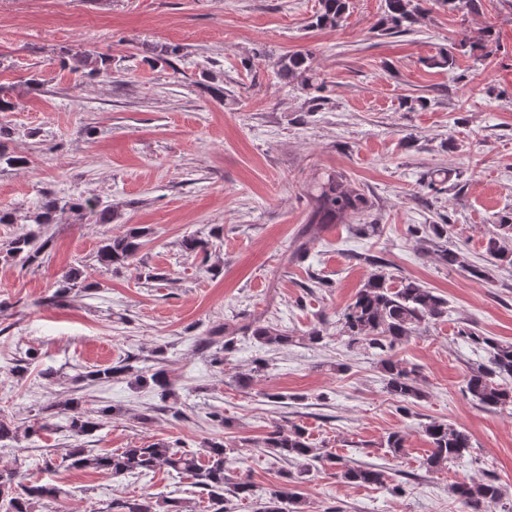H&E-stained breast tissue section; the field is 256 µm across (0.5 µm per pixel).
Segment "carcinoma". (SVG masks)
Here are the masks:
<instances>
[{
  "label": "carcinoma",
  "mask_w": 512,
  "mask_h": 512,
  "mask_svg": "<svg viewBox=\"0 0 512 512\" xmlns=\"http://www.w3.org/2000/svg\"><path fill=\"white\" fill-rule=\"evenodd\" d=\"M425 0H385L383 31L388 35L411 31ZM320 11L315 16V27L336 28L344 21L349 10V0H320ZM64 64L74 72L89 77H112V57L93 50L67 51ZM279 75L298 83L309 95L312 110L324 105L321 95L324 84L319 82L315 61L310 51L297 50L283 55L275 62ZM19 92L16 86L0 84V112H12L17 106ZM10 130L0 123V167L27 169L30 160L23 155L8 153L3 149V140L9 138ZM366 200L362 193L353 189L341 173H330L309 194V213L304 225L297 251L305 252L320 237L328 224H345L354 215L365 210ZM81 211L91 216L96 224H110L113 219L112 206L97 198L80 197L63 200L51 194L44 195L40 203L26 215L30 225L28 231L0 244V264L26 265L40 260L45 255L51 239L45 236L46 228L54 223L55 216L64 209ZM148 230L131 227L125 232L104 238L96 252L99 264L122 268L130 264L137 267L138 279L146 282L163 279L158 269L149 266L139 254L143 248L142 238ZM512 236V219L497 224L486 242V252L494 260L512 265V251L501 246V241ZM435 252L445 265L464 268L473 275L479 270L469 264L460 250H451L446 245L435 244ZM91 290L96 284L86 282L83 271L75 266L64 271L59 289L52 299L67 296L73 288ZM448 316V301L411 279H404L391 287L381 273L373 274L345 307L339 321L347 343L366 344L380 351L381 367L386 377V388L399 401L409 403L421 397L415 369L398 359L395 346L409 339L422 327L434 325ZM251 336L261 345L280 349L293 342V337L271 325L256 324L250 328ZM465 336L485 354V361L472 369L465 379V389L479 405L497 409L512 405V343H503L489 336H478L472 332ZM132 370L129 364L111 365L87 372L83 378L94 383L110 382ZM134 380L150 387L161 403L160 409L180 419L183 413L167 405L172 397V382L163 368L149 375L138 373ZM68 413L67 429L75 436L88 435L100 430L108 419L117 414L115 408L89 409L85 400L73 396L62 406ZM425 434L431 448L424 458L423 466L437 470L448 462L458 460L472 448L469 434L445 421L433 420L425 426ZM263 447L271 449L281 459L317 461L327 460L338 469L339 476L349 483L359 485H381L382 470L372 466H350L329 454L323 456L310 447L303 429L298 425L283 431L273 426L263 440ZM69 467L73 469H95L109 472L114 477L146 475L158 468H168L194 481L200 493L207 496V512H229V498L258 499L261 506L257 512H302V500L296 487L285 482L281 487L263 496H257L251 483L232 480L229 475V458L224 441L213 439L207 442L204 457L178 450L167 442H153L124 448L120 451L90 454L84 448H74L67 455ZM452 494L461 504L463 512H493L502 499L500 487L493 481H475L463 478L452 486ZM65 491L58 485L32 481L21 471H0V505L5 512H35L43 502L61 499ZM113 512H184L181 501L168 499L162 502L150 497L127 498L111 507Z\"/></svg>",
  "instance_id": "1"
}]
</instances>
